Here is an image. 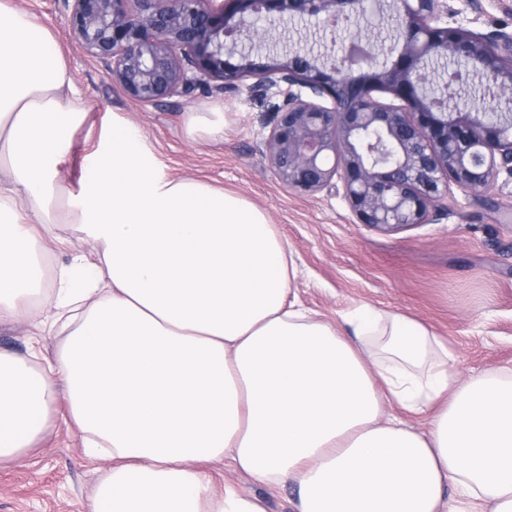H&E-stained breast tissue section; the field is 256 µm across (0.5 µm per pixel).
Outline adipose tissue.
Instances as JSON below:
<instances>
[{
	"instance_id": "obj_1",
	"label": "adipose tissue",
	"mask_w": 512,
	"mask_h": 512,
	"mask_svg": "<svg viewBox=\"0 0 512 512\" xmlns=\"http://www.w3.org/2000/svg\"><path fill=\"white\" fill-rule=\"evenodd\" d=\"M82 112L51 32L0 0V323L37 330L27 355L0 352V462L61 398L110 462L105 512H264L212 492L200 466L222 459L297 484L295 512H512L511 377L461 379L406 316L368 309L344 335L313 318L266 215L166 177L126 120L70 192L57 163ZM59 223L90 252L50 284ZM49 306L65 333L51 359Z\"/></svg>"
}]
</instances>
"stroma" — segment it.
I'll use <instances>...</instances> for the list:
<instances>
[{
    "instance_id": "35a3bbf8",
    "label": "stroma",
    "mask_w": 512,
    "mask_h": 512,
    "mask_svg": "<svg viewBox=\"0 0 512 512\" xmlns=\"http://www.w3.org/2000/svg\"><path fill=\"white\" fill-rule=\"evenodd\" d=\"M54 36L80 93L84 119L58 169L72 192L90 175L89 156L128 120L174 180H200L240 195L263 211L295 267L290 295L314 316L342 326L372 306L415 318L448 345L462 379L512 372V174L486 192L451 187L432 224L383 232L357 223L342 195L286 188L263 154L278 98L241 86L224 97L198 90L159 106L139 107L106 77L69 34L55 0H13ZM440 25L484 33L512 30V0H444ZM222 113L221 134L190 128L191 115ZM106 462L84 453L82 434L64 403L51 409L40 440L0 463V512H92ZM216 492L260 498L266 512H293L294 483L271 488L227 462L205 468Z\"/></svg>"
}]
</instances>
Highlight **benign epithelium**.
I'll use <instances>...</instances> for the list:
<instances>
[{
	"instance_id": "benign-epithelium-1",
	"label": "benign epithelium",
	"mask_w": 512,
	"mask_h": 512,
	"mask_svg": "<svg viewBox=\"0 0 512 512\" xmlns=\"http://www.w3.org/2000/svg\"><path fill=\"white\" fill-rule=\"evenodd\" d=\"M57 2L79 47L142 107L197 89L234 93L246 78L282 98L263 150L279 180L300 194H342L360 224H429L450 185L485 192L512 174V32L439 27L441 0ZM296 17L324 29L364 21L387 35L363 46L354 34L349 50L327 54L274 48L257 28ZM438 63L473 65L492 106L440 93L426 75Z\"/></svg>"
}]
</instances>
